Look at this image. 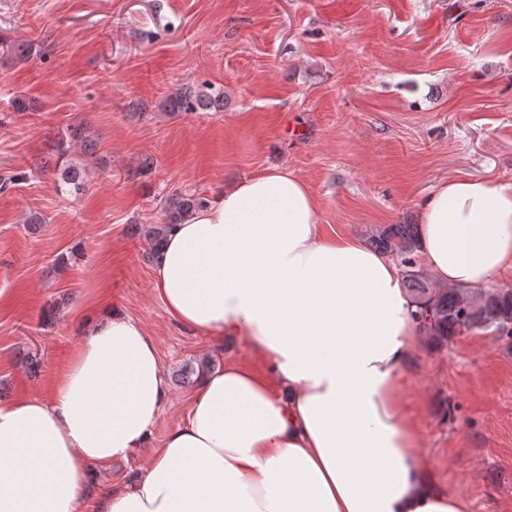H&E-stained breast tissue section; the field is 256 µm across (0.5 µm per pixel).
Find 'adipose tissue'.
<instances>
[{"instance_id":"ef3b65f1","label":"adipose tissue","mask_w":512,"mask_h":512,"mask_svg":"<svg viewBox=\"0 0 512 512\" xmlns=\"http://www.w3.org/2000/svg\"><path fill=\"white\" fill-rule=\"evenodd\" d=\"M440 285L512 271V181L449 177L418 203ZM179 325L243 339L267 366L203 372L184 419L105 512H467L419 461L400 395L420 334L398 265L326 232L306 183L267 168L182 223L154 257ZM169 397L142 324L103 311L46 396L0 405V512H78L93 465L151 437Z\"/></svg>"}]
</instances>
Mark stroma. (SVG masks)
<instances>
[{"label":"stroma","mask_w":512,"mask_h":512,"mask_svg":"<svg viewBox=\"0 0 512 512\" xmlns=\"http://www.w3.org/2000/svg\"><path fill=\"white\" fill-rule=\"evenodd\" d=\"M21 41L29 60L10 51ZM184 84L223 89V108L158 111ZM79 126L94 155L59 156ZM67 163L80 191L60 189ZM269 167L364 242L416 223L448 177L512 181V0H0V404L47 393L94 306L140 321L169 385L149 444L93 467L81 512H104L181 422L183 366L264 371L245 342L170 319L131 227ZM402 400L422 464L468 512H512V339L418 336Z\"/></svg>","instance_id":"stroma-1"}]
</instances>
